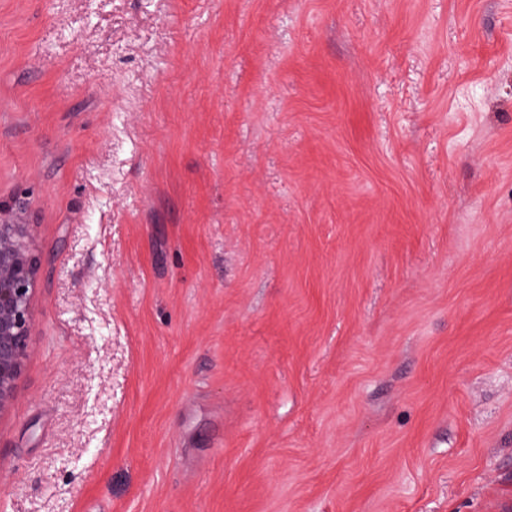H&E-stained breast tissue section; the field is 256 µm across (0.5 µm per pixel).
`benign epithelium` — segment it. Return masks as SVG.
I'll list each match as a JSON object with an SVG mask.
<instances>
[{
    "label": "benign epithelium",
    "mask_w": 512,
    "mask_h": 512,
    "mask_svg": "<svg viewBox=\"0 0 512 512\" xmlns=\"http://www.w3.org/2000/svg\"><path fill=\"white\" fill-rule=\"evenodd\" d=\"M23 214L21 204L0 201V419L18 401L32 348L33 299L42 264L32 246L34 225Z\"/></svg>",
    "instance_id": "benign-epithelium-1"
}]
</instances>
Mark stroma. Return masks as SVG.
Returning <instances> with one entry per match:
<instances>
[{
	"label": "stroma",
	"mask_w": 512,
	"mask_h": 512,
	"mask_svg": "<svg viewBox=\"0 0 512 512\" xmlns=\"http://www.w3.org/2000/svg\"><path fill=\"white\" fill-rule=\"evenodd\" d=\"M15 198L0 512H512V0H0ZM24 213L20 202L0 201V420L18 401L32 348L33 299L42 264L32 246L34 224Z\"/></svg>",
	"instance_id": "35a3bbf8"
}]
</instances>
